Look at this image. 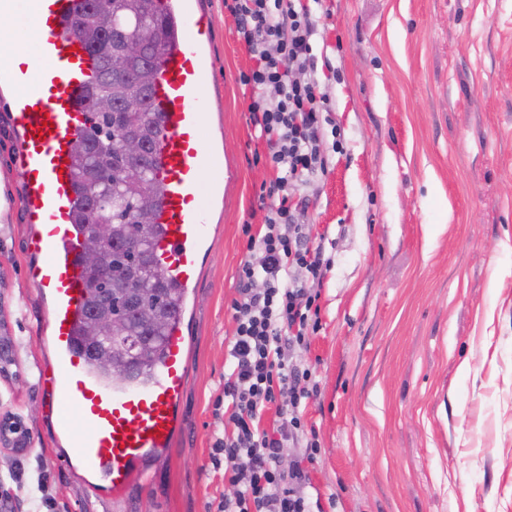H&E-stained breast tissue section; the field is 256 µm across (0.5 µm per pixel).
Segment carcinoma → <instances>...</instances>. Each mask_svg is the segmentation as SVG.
<instances>
[{
    "label": "carcinoma",
    "mask_w": 512,
    "mask_h": 512,
    "mask_svg": "<svg viewBox=\"0 0 512 512\" xmlns=\"http://www.w3.org/2000/svg\"><path fill=\"white\" fill-rule=\"evenodd\" d=\"M112 26L120 36L126 34L138 38L146 55L155 63L174 23L160 10L159 0H112ZM156 75L155 69L147 76L135 70L125 80L106 81L103 74H98L93 88L103 97L112 100V111L88 114L87 125L76 135V144L81 146L80 150L74 152L78 223L87 232L94 224H110L115 231L112 244L103 251L108 276L99 283V287L112 289L115 298L127 295L130 283L122 268V256L126 232L129 231L142 235L145 240V249L136 262L138 285L147 288L153 297L160 300L161 319L155 327L145 326L130 307L123 315V329L113 332L110 338L101 343L102 348L112 351V356L127 358L126 373L122 376L112 373L110 367L92 362L95 370L108 381L147 378L153 374L170 321L183 305L181 292L162 278L153 266L151 245L157 227L156 213L145 215L140 211L136 193L127 187L121 175V112L118 106L125 94V81L146 77L153 84ZM144 124L148 148L141 163L140 182L145 192L158 199L161 189L154 176L152 147L160 133V122L152 104L149 105V112L144 115ZM95 313L92 300H86L79 333L82 347L86 349L89 348L88 336ZM129 338L140 340V346L133 351L129 350Z\"/></svg>",
    "instance_id": "obj_1"
}]
</instances>
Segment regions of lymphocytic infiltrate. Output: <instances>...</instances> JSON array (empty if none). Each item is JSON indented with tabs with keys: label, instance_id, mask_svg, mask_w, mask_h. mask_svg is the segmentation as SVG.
Returning <instances> with one entry per match:
<instances>
[{
	"label": "lymphocytic infiltrate",
	"instance_id": "obj_1",
	"mask_svg": "<svg viewBox=\"0 0 512 512\" xmlns=\"http://www.w3.org/2000/svg\"><path fill=\"white\" fill-rule=\"evenodd\" d=\"M224 7L253 60L242 76L249 118L279 176L268 189L278 202L265 210L263 233L248 239L232 302L224 413L234 430L215 445L232 493L217 512H311L305 467L283 466L282 458L303 428L299 405L314 392L310 369L294 354L319 326L317 300L330 267L322 247L308 245L295 201L327 167L320 132L326 95L312 77L315 25L301 0H224ZM283 397L280 425L261 429L263 412Z\"/></svg>",
	"mask_w": 512,
	"mask_h": 512
}]
</instances>
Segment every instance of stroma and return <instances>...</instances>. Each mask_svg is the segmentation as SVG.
Masks as SVG:
<instances>
[{
  "label": "stroma",
  "mask_w": 512,
  "mask_h": 512,
  "mask_svg": "<svg viewBox=\"0 0 512 512\" xmlns=\"http://www.w3.org/2000/svg\"><path fill=\"white\" fill-rule=\"evenodd\" d=\"M328 97L325 174L302 222L331 265L320 328L297 352L316 390L298 412L320 450L323 512H512V0H302ZM211 84L208 148L224 160L210 248L186 305L189 376L168 458L121 499L80 485L55 350L34 288L12 101L0 94V418L30 430L0 450L7 512H216L231 488L225 345L249 236L277 177L249 121L252 60L224 0H197Z\"/></svg>",
  "instance_id": "1"
}]
</instances>
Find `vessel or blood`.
<instances>
[{
  "label": "vessel or blood",
  "instance_id": "vessel-or-blood-1",
  "mask_svg": "<svg viewBox=\"0 0 512 512\" xmlns=\"http://www.w3.org/2000/svg\"><path fill=\"white\" fill-rule=\"evenodd\" d=\"M78 7L79 0H31L39 79L17 99L11 120L25 169L28 250L42 258L32 280L48 303L47 329L57 354L51 394L78 414L82 429L73 438V457L118 499L144 477L149 460L172 448L189 363L178 317L158 369L146 380L107 383L78 347L87 288L83 237L74 222L73 153L86 122L80 99L95 74L94 57L69 25ZM160 7L179 26L166 39L154 88L162 118L155 178L163 193L152 249L158 272L187 290L197 284L208 244L204 178L218 176L221 168L203 143L208 67L191 39L199 24L193 0H162Z\"/></svg>",
  "mask_w": 512,
  "mask_h": 512
}]
</instances>
